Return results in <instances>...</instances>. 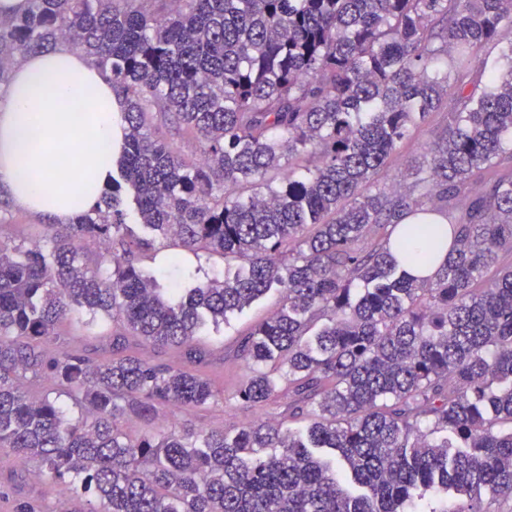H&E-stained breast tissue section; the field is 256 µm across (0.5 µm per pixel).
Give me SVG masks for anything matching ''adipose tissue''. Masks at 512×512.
Instances as JSON below:
<instances>
[{
    "instance_id": "obj_1",
    "label": "adipose tissue",
    "mask_w": 512,
    "mask_h": 512,
    "mask_svg": "<svg viewBox=\"0 0 512 512\" xmlns=\"http://www.w3.org/2000/svg\"><path fill=\"white\" fill-rule=\"evenodd\" d=\"M123 127L120 99L84 56H28L0 96V188L18 209L68 223L111 184Z\"/></svg>"
}]
</instances>
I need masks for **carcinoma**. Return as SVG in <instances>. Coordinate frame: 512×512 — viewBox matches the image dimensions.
Returning a JSON list of instances; mask_svg holds the SVG:
<instances>
[{
  "mask_svg": "<svg viewBox=\"0 0 512 512\" xmlns=\"http://www.w3.org/2000/svg\"><path fill=\"white\" fill-rule=\"evenodd\" d=\"M28 2L0 17V86L65 43L122 98L126 132L95 210L33 242L0 218V449L91 512H484L482 495L511 496L512 0ZM447 105L409 186L372 190ZM165 244L224 257V279L163 287L140 261ZM445 250L433 276L408 272ZM272 289L233 394L271 417L230 431L127 432L220 393L199 368L61 336L69 313L102 315L202 365L194 337Z\"/></svg>",
  "mask_w": 512,
  "mask_h": 512,
  "instance_id": "1",
  "label": "carcinoma"
}]
</instances>
